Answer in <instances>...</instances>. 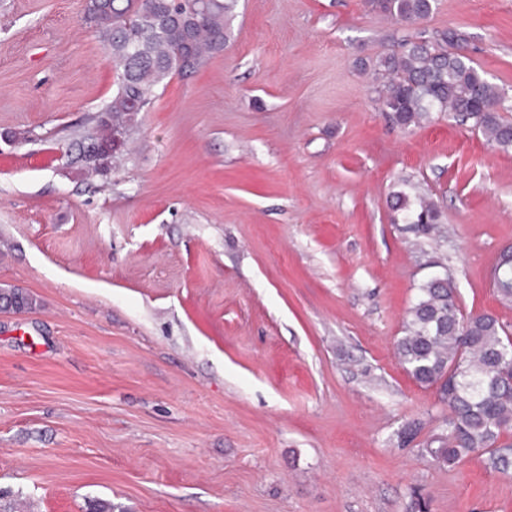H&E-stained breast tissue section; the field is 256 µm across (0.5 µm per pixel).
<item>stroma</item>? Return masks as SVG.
Masks as SVG:
<instances>
[{"instance_id": "obj_1", "label": "stroma", "mask_w": 512, "mask_h": 512, "mask_svg": "<svg viewBox=\"0 0 512 512\" xmlns=\"http://www.w3.org/2000/svg\"><path fill=\"white\" fill-rule=\"evenodd\" d=\"M84 0H0V512H512V472L423 455L446 406L395 342L445 267L463 312L512 245V152L371 71L413 28L365 0H239L111 170L75 143L116 90ZM512 120V0H438ZM431 194L445 237L393 192ZM421 422L400 446L399 433Z\"/></svg>"}]
</instances>
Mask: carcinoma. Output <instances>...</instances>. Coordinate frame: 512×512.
Segmentation results:
<instances>
[{"label": "carcinoma", "instance_id": "carcinoma-1", "mask_svg": "<svg viewBox=\"0 0 512 512\" xmlns=\"http://www.w3.org/2000/svg\"><path fill=\"white\" fill-rule=\"evenodd\" d=\"M238 0H86L90 21L115 70L112 99L90 118L81 135L112 143V125L133 129L138 110H146L169 77L187 76L224 52ZM373 12L401 26H412L436 10V0H366ZM461 41L448 29L434 39H404L378 61L375 74L380 110L410 128L434 112L471 124L498 149L512 150V121L501 114L505 91L491 83L465 55L451 51ZM393 208L409 230L429 235L438 229L436 205L420 193H393ZM492 283L501 301L512 303V265L494 267ZM0 300L19 309L33 306L21 288L0 290ZM398 360L422 386H439L448 406L439 432L425 452L439 466L452 467L470 455L486 456L502 473L512 471V329L490 314L468 322L449 279L430 278L418 288L415 303L396 342Z\"/></svg>", "mask_w": 512, "mask_h": 512}]
</instances>
